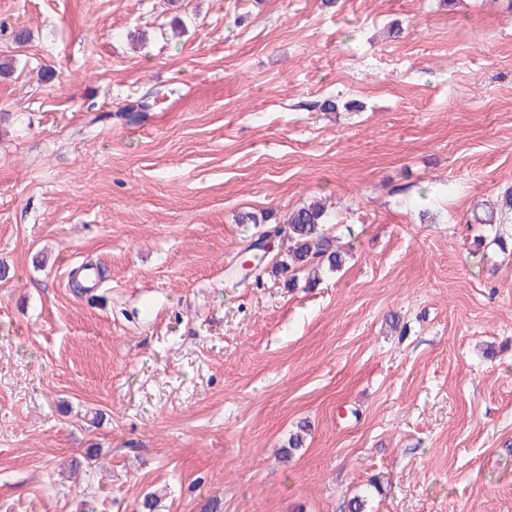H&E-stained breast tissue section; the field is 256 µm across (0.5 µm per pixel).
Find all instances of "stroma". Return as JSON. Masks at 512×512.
<instances>
[{"instance_id":"1","label":"stroma","mask_w":512,"mask_h":512,"mask_svg":"<svg viewBox=\"0 0 512 512\" xmlns=\"http://www.w3.org/2000/svg\"><path fill=\"white\" fill-rule=\"evenodd\" d=\"M1 61L0 512H512V0H0ZM316 200L343 267L245 277Z\"/></svg>"}]
</instances>
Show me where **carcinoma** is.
<instances>
[{"mask_svg":"<svg viewBox=\"0 0 512 512\" xmlns=\"http://www.w3.org/2000/svg\"><path fill=\"white\" fill-rule=\"evenodd\" d=\"M512 213V189L505 191L499 201V211L481 220L483 224H494L498 217ZM287 234L288 247L285 254L273 263L272 271L288 272L292 283L295 277L327 266L331 270L340 269L346 256L334 248V236L329 232L327 211L318 203L311 202L294 209L288 214L284 226L275 228L274 233ZM308 424L301 422L296 431L290 434L288 446L282 448V456L292 457L305 445Z\"/></svg>","mask_w":512,"mask_h":512,"instance_id":"cac0c4a2","label":"carcinoma"}]
</instances>
